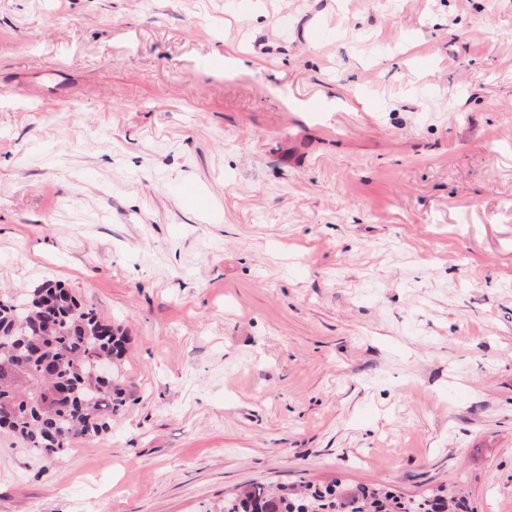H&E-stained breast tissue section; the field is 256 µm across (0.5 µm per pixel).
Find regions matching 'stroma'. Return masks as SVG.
Returning <instances> with one entry per match:
<instances>
[{
    "label": "stroma",
    "mask_w": 512,
    "mask_h": 512,
    "mask_svg": "<svg viewBox=\"0 0 512 512\" xmlns=\"http://www.w3.org/2000/svg\"><path fill=\"white\" fill-rule=\"evenodd\" d=\"M48 279L139 399L0 434V512H512V0H0V291ZM435 493L402 500L384 488L364 485H282L272 492L257 484L224 496L219 512H436Z\"/></svg>",
    "instance_id": "35a3bbf8"
}]
</instances>
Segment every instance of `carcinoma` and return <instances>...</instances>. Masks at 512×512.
I'll use <instances>...</instances> for the list:
<instances>
[{"instance_id": "1", "label": "carcinoma", "mask_w": 512, "mask_h": 512, "mask_svg": "<svg viewBox=\"0 0 512 512\" xmlns=\"http://www.w3.org/2000/svg\"><path fill=\"white\" fill-rule=\"evenodd\" d=\"M102 317L60 286L44 282L16 297H0V414L15 420L6 430L36 454L59 458L75 441L97 436L120 417L134 396L123 357L128 337L84 334ZM69 434L54 450V426ZM427 495L403 500L389 490L364 485L352 488L282 485L272 492L253 485L224 497L220 512H436Z\"/></svg>"}]
</instances>
